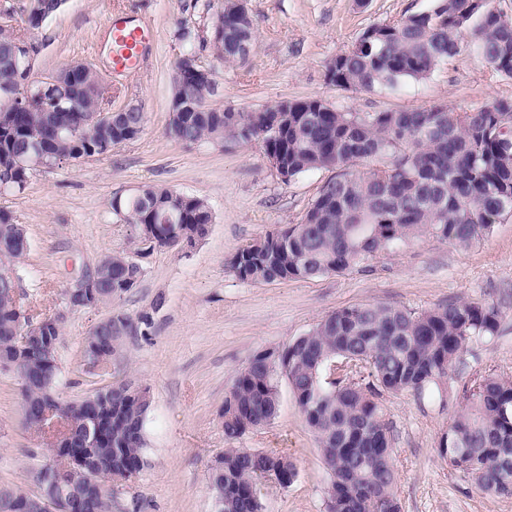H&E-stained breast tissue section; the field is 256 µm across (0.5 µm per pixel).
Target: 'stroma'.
<instances>
[{
  "label": "stroma",
  "instance_id": "stroma-1",
  "mask_svg": "<svg viewBox=\"0 0 512 512\" xmlns=\"http://www.w3.org/2000/svg\"><path fill=\"white\" fill-rule=\"evenodd\" d=\"M221 0H67L33 39L40 46L30 73L38 81L73 63L110 66V22L148 29L144 65L112 81L113 106L133 101L146 114L143 132L103 156L34 173L22 192L0 193L27 232L30 248L17 265L21 304L34 318L63 309L70 256L86 266L108 252L135 257L143 274L112 308L139 324L99 375L86 374L83 344L109 309L69 313L57 348L60 398L78 399L126 379L147 388L150 464L112 486V512H214L209 466L228 443L220 412L237 371L256 352L284 347L340 307L388 304L421 311L455 299L485 301L502 312L491 342L470 345L448 382L446 405L410 393L387 395L403 512H512V498L463 480L439 454L456 391L488 368L512 375V218L487 239L459 250L426 236L381 255L368 271L253 285L228 266L234 253L275 228L296 223L329 173L315 170L285 184L269 168L261 144L186 148L165 134L170 79L185 46L180 25L198 39L210 34ZM431 0H248L256 46L245 61L226 64L198 55L213 73L218 107L255 110L284 99H325L347 112L413 110L435 101L477 107L512 95V79L463 52L422 81L354 92L329 85L324 64L369 25L391 23L429 8ZM149 184L204 197L216 219L195 244L137 253L131 225L119 223L112 200ZM50 440L26 427L19 380L0 370V484L33 492ZM238 447L288 449L299 475L281 487L260 481L266 512H324L328 477L314 438L290 392L270 425L247 432Z\"/></svg>",
  "mask_w": 512,
  "mask_h": 512
}]
</instances>
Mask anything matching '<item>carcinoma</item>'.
I'll return each instance as SVG.
<instances>
[{
    "label": "carcinoma",
    "instance_id": "1",
    "mask_svg": "<svg viewBox=\"0 0 512 512\" xmlns=\"http://www.w3.org/2000/svg\"><path fill=\"white\" fill-rule=\"evenodd\" d=\"M48 0H27L14 24L0 26V113L10 128L0 129V167L34 149L31 133L47 124L43 167L73 163L89 153H109L121 144L112 127L89 121L112 94L91 72L79 85L83 108L48 113L49 101L70 93L44 91L32 84L30 96L13 102L24 76L3 65L20 50L37 53L29 37L32 20L46 14ZM224 27L223 51L216 58L233 63L245 58L240 45L255 44L252 15L239 13L234 0H222L212 28ZM463 51L475 53L499 76L512 78V16L474 0H432V6L387 24L367 27L350 48L325 63L329 84L370 92L404 79L428 78ZM216 89L175 74L166 135L187 148L201 142L222 147L259 142L283 153L288 184L313 170L331 172L296 224H287L239 249L230 259L232 273L250 284L312 279L363 272L380 255L423 235L466 249L488 237L496 224L512 218V96L476 108L433 103L414 110L343 112L318 97L282 100L258 110L216 107ZM117 221L136 230L138 253L193 244L205 237L215 215L207 199L164 185H147L112 204ZM26 236L23 225L0 209V243L10 263L26 251L12 243ZM105 286L96 307L110 306L137 286L142 268L120 252H108L94 266ZM22 310L0 277V347L8 348L21 329ZM108 324L93 326L83 353L113 356L124 337L136 330L122 312H110ZM500 309L460 300L413 311L368 304L340 308L317 321L304 336L277 349L268 364L253 354L240 368L224 399V439L234 442L264 427L278 414L281 380H286L329 475L326 512H402L396 493L397 471L392 427L382 408L386 394L422 397L447 383L467 347L499 333ZM29 381L23 401L40 402L54 393L58 364L39 350L25 356ZM134 384H110L95 400L67 401L57 418L73 429L70 447L57 466L60 477L95 449L99 470L123 462L143 470L148 464L145 421L149 404L134 394ZM462 407L448 421L439 452L463 478L485 492L512 496V375L490 369L464 383ZM100 424L86 444L83 422ZM298 469L285 451L227 448L224 478H209L211 495L224 485L222 512H264L256 482L293 483ZM36 495L0 485V512L21 504L37 512Z\"/></svg>",
    "mask_w": 512,
    "mask_h": 512
}]
</instances>
